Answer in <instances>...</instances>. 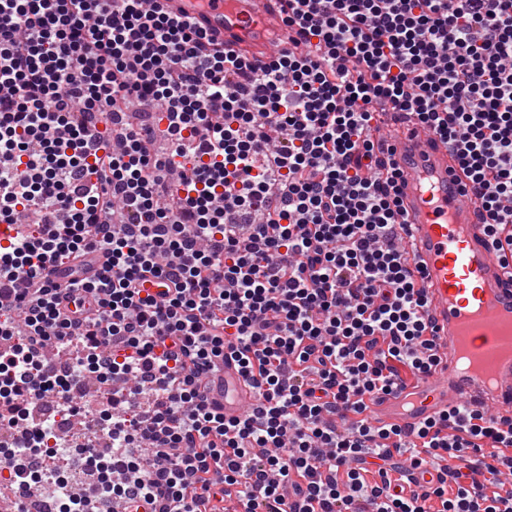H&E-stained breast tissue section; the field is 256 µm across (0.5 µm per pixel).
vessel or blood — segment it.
<instances>
[{
	"mask_svg": "<svg viewBox=\"0 0 512 512\" xmlns=\"http://www.w3.org/2000/svg\"><path fill=\"white\" fill-rule=\"evenodd\" d=\"M161 2L167 12L201 23L225 48L253 59H266L273 34L284 27L279 0ZM391 161L403 174L408 256L423 275L441 362L419 383L373 402L369 419L374 426L410 433L460 396L512 418V361L498 360L512 342L505 323L512 315V270L497 259L480 221V204L444 140L408 126L393 142ZM107 262V253L95 249L72 264L49 268L46 277L61 285L91 280L105 275ZM206 396L223 404L228 418L260 404L228 360L219 362Z\"/></svg>",
	"mask_w": 512,
	"mask_h": 512,
	"instance_id": "obj_1",
	"label": "vessel or blood"
}]
</instances>
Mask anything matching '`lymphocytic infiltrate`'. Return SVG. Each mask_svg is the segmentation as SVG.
<instances>
[{
	"instance_id": "obj_1",
	"label": "lymphocytic infiltrate",
	"mask_w": 512,
	"mask_h": 512,
	"mask_svg": "<svg viewBox=\"0 0 512 512\" xmlns=\"http://www.w3.org/2000/svg\"><path fill=\"white\" fill-rule=\"evenodd\" d=\"M282 2L292 45L255 63L146 0H0V154L27 166L0 178V222L54 227L0 247V397H53L54 370L17 369L66 344L111 386L114 446L87 449L72 512H512L511 421L452 407L409 435L364 417L438 364L382 114L455 149L512 267V0ZM132 98L162 103L175 183L154 127L117 151L99 130ZM90 248L109 275L43 280ZM80 289L101 298L72 319ZM227 356L261 400L229 421L204 395ZM404 448L445 478L409 489Z\"/></svg>"
}]
</instances>
